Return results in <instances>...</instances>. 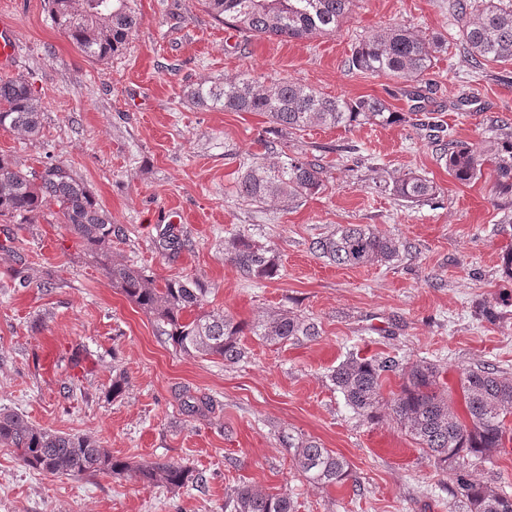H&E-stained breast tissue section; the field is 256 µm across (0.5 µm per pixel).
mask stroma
<instances>
[{
	"instance_id": "obj_1",
	"label": "stroma",
	"mask_w": 512,
	"mask_h": 512,
	"mask_svg": "<svg viewBox=\"0 0 512 512\" xmlns=\"http://www.w3.org/2000/svg\"><path fill=\"white\" fill-rule=\"evenodd\" d=\"M141 21L123 51L85 57L49 18L48 0H0L19 45L0 77L28 80L44 107L40 138L0 130V153L23 165L63 160L123 229L114 261L157 282L196 279L206 309L253 323L287 309L320 327L313 341L266 342L244 332V361L229 365L176 349L152 316L113 286L100 262L62 227L56 209L34 223H0V406L33 425L87 434L130 463H174L203 475L170 492L133 472L69 477L24 466L0 447V512H224L231 489L289 494L297 512H467L448 475L388 408L354 413L330 375L349 354L398 355L435 364L450 387L486 364L512 377V280L499 256L512 247V195L485 180L449 175L424 131L405 122L414 103L402 81L349 69L362 40L390 25L439 37L445 48L426 103L453 138L494 154L512 120V63L475 69L449 0H356L336 34L253 37L215 22L202 0H134ZM285 78L345 98L386 100L398 121L313 127L282 138L255 112L192 104L202 81ZM276 153H268L269 142ZM318 159L324 188L292 205L263 208L238 195L250 155ZM434 196L408 203L406 173ZM339 224L399 238L409 254L351 269L313 242ZM270 246L279 273L252 281L224 243L238 235ZM178 246H169L170 237ZM31 269L45 285L19 287ZM492 307L494 316L483 315ZM126 388L112 394V380ZM210 397L212 413L194 401ZM312 438L346 458L353 483L299 476L281 435Z\"/></svg>"
}]
</instances>
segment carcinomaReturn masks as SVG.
Here are the masks:
<instances>
[{"label": "carcinoma", "instance_id": "obj_1", "mask_svg": "<svg viewBox=\"0 0 512 512\" xmlns=\"http://www.w3.org/2000/svg\"><path fill=\"white\" fill-rule=\"evenodd\" d=\"M55 27L87 58L105 61L129 42L140 18L131 0H48ZM354 0H204L207 12L218 22L251 36L303 38L331 35L352 10ZM462 21L460 29L474 67L488 62L512 63V0H453ZM441 41L405 27L389 26L363 40L348 60L353 69L390 76L413 83L408 91L424 111ZM194 104L211 105L226 112H259L275 128L290 134L309 127L386 125L395 113L384 100L371 96L346 99L287 79L259 82L226 80L201 83L189 94ZM44 112L31 84L22 77L0 78V129L23 138L41 135ZM418 126L430 132L431 147L445 160L448 173L469 184L483 177L486 164L493 171L492 191L512 193V135L501 141L493 160L479 147L449 139L442 125L426 115ZM324 187V170L308 159L285 164L267 163L259 157L250 163L239 181L240 196L258 205L275 206L311 197ZM396 192L408 202L428 199L435 188L428 180L407 173ZM58 207L68 231L93 254L104 257V270L112 284L145 312L173 345L185 353L215 356L226 364L246 358L240 343L244 325L229 315L204 312L208 289L189 279L157 284L145 270L109 260L112 235L120 228L81 179L64 162L51 157L41 167H22L9 155L0 154V218L4 223L29 224L48 206ZM320 257L340 267L362 268L398 260L405 245L399 239L367 225H338L313 242ZM271 250L242 236L231 244L232 261L249 279H265L275 273ZM253 335L286 343L320 335L311 319L288 310L276 311L250 328ZM400 378L398 392L383 401V382ZM331 381L346 404L370 419L381 404L389 405L397 419L421 448L448 467L454 496L465 501L468 512H512V496L498 487L477 483L467 468L486 461L505 448L506 417L512 414V379L493 366L461 373L460 390L465 417L455 410L451 392L440 382L438 368L426 361L408 363L397 356L349 355L331 374ZM294 449V468L307 481L342 486L351 467L341 455L316 440L282 436ZM0 447L13 448L23 464L39 472L64 476H94L132 471L153 485L181 488L198 486L201 475L172 463H142L135 467L116 459L87 434L40 428L24 415L0 407ZM224 512H295L286 494H268L253 485L235 488L224 500Z\"/></svg>", "mask_w": 512, "mask_h": 512}]
</instances>
